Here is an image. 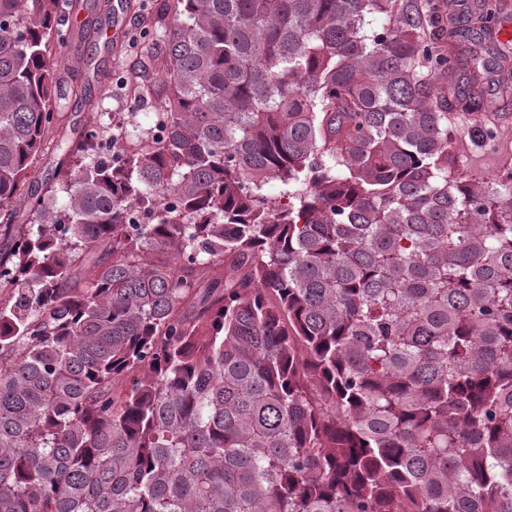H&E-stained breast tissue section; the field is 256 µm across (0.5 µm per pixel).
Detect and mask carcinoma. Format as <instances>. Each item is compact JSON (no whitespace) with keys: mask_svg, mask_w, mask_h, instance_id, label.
<instances>
[{"mask_svg":"<svg viewBox=\"0 0 512 512\" xmlns=\"http://www.w3.org/2000/svg\"><path fill=\"white\" fill-rule=\"evenodd\" d=\"M80 6L0 0V512H512L508 0H172L36 187ZM490 43L496 46L507 44L508 47H512V11L510 9L492 25L491 35L486 37V44ZM455 156L461 161V166L455 172L464 170L491 178L501 168L508 165L512 158V124L504 134L502 141L493 148L476 147L462 131L456 138ZM64 158L61 151L55 149L54 143L44 151L34 163L33 176L40 185L43 181L51 179L55 173V168Z\"/></svg>","mask_w":512,"mask_h":512,"instance_id":"carcinoma-1","label":"carcinoma"}]
</instances>
